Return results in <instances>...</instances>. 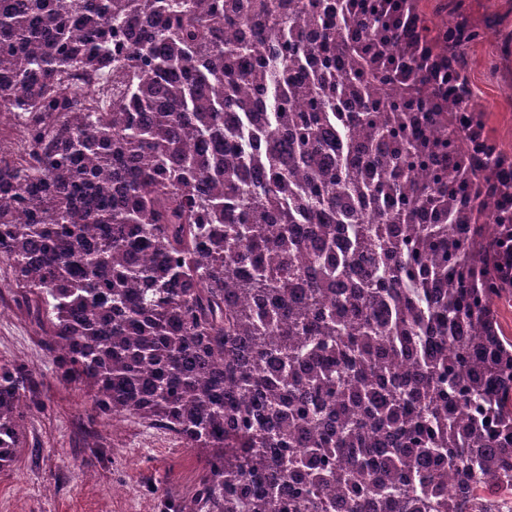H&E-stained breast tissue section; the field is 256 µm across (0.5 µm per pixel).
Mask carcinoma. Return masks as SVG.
Masks as SVG:
<instances>
[{
  "instance_id": "cac0c4a2",
  "label": "carcinoma",
  "mask_w": 512,
  "mask_h": 512,
  "mask_svg": "<svg viewBox=\"0 0 512 512\" xmlns=\"http://www.w3.org/2000/svg\"><path fill=\"white\" fill-rule=\"evenodd\" d=\"M379 35L343 0H0V261L62 382L200 450L170 512H466L512 474L495 159L453 94L404 111ZM38 406L0 364V469Z\"/></svg>"
}]
</instances>
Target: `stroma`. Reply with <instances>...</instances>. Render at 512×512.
I'll use <instances>...</instances> for the list:
<instances>
[{
	"label": "stroma",
	"instance_id": "35a3bbf8",
	"mask_svg": "<svg viewBox=\"0 0 512 512\" xmlns=\"http://www.w3.org/2000/svg\"><path fill=\"white\" fill-rule=\"evenodd\" d=\"M429 26L464 16L484 37L466 51L474 99L492 140L512 155V0H420ZM31 369L43 408L16 462L0 469V512H163L190 490L200 453L175 434L99 414L90 394L60 382L41 331L0 262V363Z\"/></svg>",
	"mask_w": 512,
	"mask_h": 512
}]
</instances>
